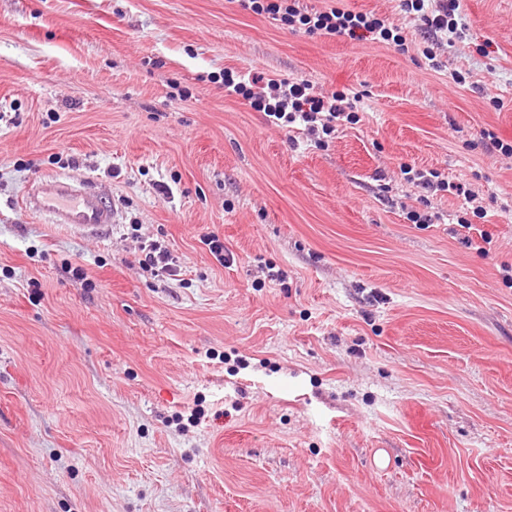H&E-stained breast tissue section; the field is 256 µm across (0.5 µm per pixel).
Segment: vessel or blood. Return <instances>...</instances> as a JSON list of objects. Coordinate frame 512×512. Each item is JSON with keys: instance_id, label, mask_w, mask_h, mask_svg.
Wrapping results in <instances>:
<instances>
[{"instance_id": "b4317fda", "label": "vessel or blood", "mask_w": 512, "mask_h": 512, "mask_svg": "<svg viewBox=\"0 0 512 512\" xmlns=\"http://www.w3.org/2000/svg\"><path fill=\"white\" fill-rule=\"evenodd\" d=\"M22 205L48 223L64 224L88 236H99L117 221L116 212L90 186L68 177L39 180L24 195Z\"/></svg>"}]
</instances>
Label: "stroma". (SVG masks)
<instances>
[{"mask_svg": "<svg viewBox=\"0 0 512 512\" xmlns=\"http://www.w3.org/2000/svg\"><path fill=\"white\" fill-rule=\"evenodd\" d=\"M301 2L408 49L231 0H0V512H512V161L481 141L512 144V0H460L438 71L400 0ZM228 69L359 94L362 120L292 144ZM409 166L476 202L412 223ZM47 175L118 224L26 212ZM244 9L264 15L278 28L308 36H330L350 40L370 39L405 50L407 38L402 27L386 23L372 14L344 8L325 10L300 6V0H237ZM144 258L139 260L143 268L150 270L155 277L176 276L177 260L176 257L162 245L151 242L141 247Z\"/></svg>", "mask_w": 512, "mask_h": 512, "instance_id": "obj_1", "label": "stroma"}]
</instances>
